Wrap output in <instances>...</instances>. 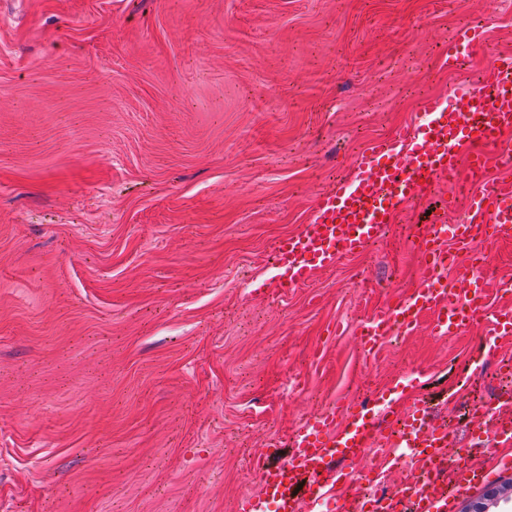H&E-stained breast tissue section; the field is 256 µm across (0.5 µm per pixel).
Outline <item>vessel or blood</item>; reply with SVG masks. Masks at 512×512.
Segmentation results:
<instances>
[{
    "instance_id": "obj_1",
    "label": "vessel or blood",
    "mask_w": 512,
    "mask_h": 512,
    "mask_svg": "<svg viewBox=\"0 0 512 512\" xmlns=\"http://www.w3.org/2000/svg\"><path fill=\"white\" fill-rule=\"evenodd\" d=\"M485 45L483 26L460 28L448 44L449 66H459ZM485 145L512 154L511 55H494L478 83L452 86L444 99H425L414 128L369 143L353 174L316 198L308 223L276 243L272 287L283 292L308 287L317 270L364 251L399 209L432 195L441 179L456 180L464 159L466 219L432 225L414 240L419 285L376 309L359 344L374 354L387 337L411 334L423 319L438 336L485 323L484 354L495 356L498 341L512 336V308L489 311L491 281L474 262L458 257L459 250L475 244L512 239V171L494 189H484ZM394 404L378 395L355 406L337 402L297 428L288 453L264 449L251 462L260 490L241 496L236 512H317L324 501L334 512H452L460 494L512 470L511 393L480 412L469 429L486 450L478 467H448V428L433 423L419 400L399 410ZM375 445L386 453L371 465L366 482L380 483L386 471L402 464L408 471L406 481L380 500L365 497L351 472ZM303 478L308 485L300 497L294 488Z\"/></svg>"
}]
</instances>
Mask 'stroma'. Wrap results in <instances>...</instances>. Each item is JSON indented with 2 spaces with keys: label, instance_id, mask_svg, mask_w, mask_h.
Listing matches in <instances>:
<instances>
[{
  "label": "stroma",
  "instance_id": "obj_1",
  "mask_svg": "<svg viewBox=\"0 0 512 512\" xmlns=\"http://www.w3.org/2000/svg\"><path fill=\"white\" fill-rule=\"evenodd\" d=\"M484 23L487 51L448 66ZM512 55V0H0V512H235L249 469L337 400L399 385L452 425L489 405L487 332L366 356L440 181L310 286L275 242L424 98ZM483 25H469L460 28L448 44V66L457 67L467 60L476 48H485Z\"/></svg>",
  "mask_w": 512,
  "mask_h": 512
}]
</instances>
